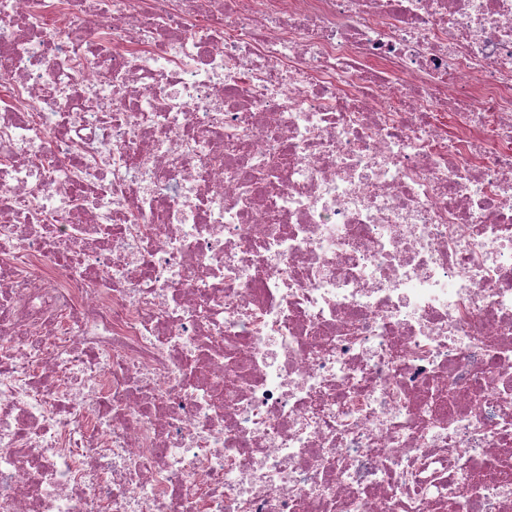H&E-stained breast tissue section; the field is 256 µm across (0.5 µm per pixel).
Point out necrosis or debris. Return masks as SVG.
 Returning a JSON list of instances; mask_svg holds the SVG:
<instances>
[{
    "mask_svg": "<svg viewBox=\"0 0 512 512\" xmlns=\"http://www.w3.org/2000/svg\"><path fill=\"white\" fill-rule=\"evenodd\" d=\"M0 512H512V0H0Z\"/></svg>",
    "mask_w": 512,
    "mask_h": 512,
    "instance_id": "4bbe7bcc",
    "label": "necrosis or debris"
}]
</instances>
